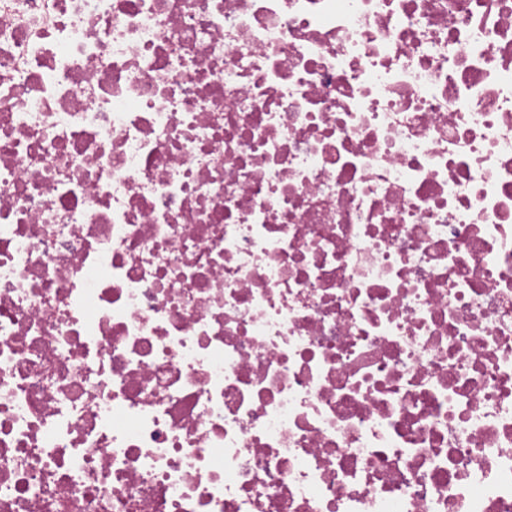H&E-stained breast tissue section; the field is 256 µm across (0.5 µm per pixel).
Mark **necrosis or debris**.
Returning <instances> with one entry per match:
<instances>
[{"label": "necrosis or debris", "instance_id": "obj_1", "mask_svg": "<svg viewBox=\"0 0 512 512\" xmlns=\"http://www.w3.org/2000/svg\"><path fill=\"white\" fill-rule=\"evenodd\" d=\"M0 512H512V0H0Z\"/></svg>", "mask_w": 512, "mask_h": 512}]
</instances>
